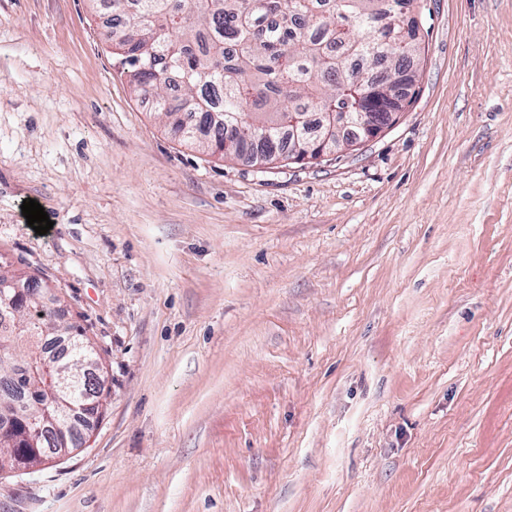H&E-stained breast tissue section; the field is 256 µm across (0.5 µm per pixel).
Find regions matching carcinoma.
Here are the masks:
<instances>
[{
	"instance_id": "1",
	"label": "carcinoma",
	"mask_w": 512,
	"mask_h": 512,
	"mask_svg": "<svg viewBox=\"0 0 512 512\" xmlns=\"http://www.w3.org/2000/svg\"><path fill=\"white\" fill-rule=\"evenodd\" d=\"M110 0L124 24L112 49L134 93L154 102L161 119L209 155L288 161L294 139L314 142L340 101L345 121L358 112H394L399 105L377 72L413 68L421 55L419 0ZM18 278L14 317L0 315V410L19 420L0 434V470L14 469L11 449L28 448L25 423L48 407L42 345L30 336L59 333L39 311L43 279L0 264V284Z\"/></svg>"
}]
</instances>
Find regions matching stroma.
Listing matches in <instances>:
<instances>
[{
	"mask_svg": "<svg viewBox=\"0 0 512 512\" xmlns=\"http://www.w3.org/2000/svg\"><path fill=\"white\" fill-rule=\"evenodd\" d=\"M415 17L393 126L261 168L135 97L89 0H0V261L108 388L0 512H512V0Z\"/></svg>",
	"mask_w": 512,
	"mask_h": 512,
	"instance_id": "stroma-1",
	"label": "stroma"
}]
</instances>
